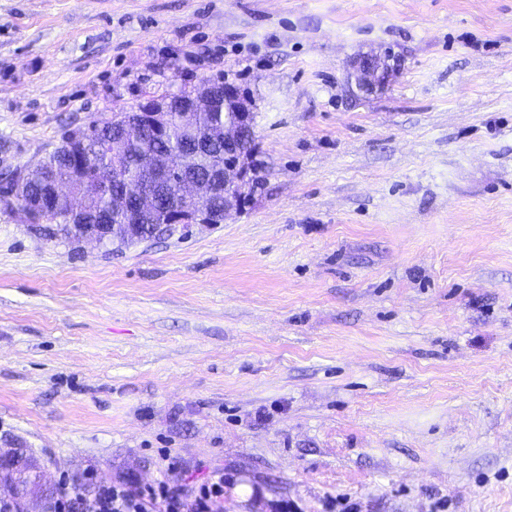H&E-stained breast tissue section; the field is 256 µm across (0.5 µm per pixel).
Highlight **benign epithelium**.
Segmentation results:
<instances>
[{
  "label": "benign epithelium",
  "instance_id": "benign-epithelium-1",
  "mask_svg": "<svg viewBox=\"0 0 512 512\" xmlns=\"http://www.w3.org/2000/svg\"><path fill=\"white\" fill-rule=\"evenodd\" d=\"M374 60L368 59L361 64L360 82L363 87H374L378 76ZM224 97L238 101L235 108V119L224 125V160L213 162L211 175L205 179L187 177L179 180L182 189V201L177 202L168 212V225L208 224L210 223L207 201L216 195L224 196V214L238 211L250 197V172L243 163L240 151L248 147V136L254 130V115L249 106L241 101L240 90L235 86L224 85ZM172 102L169 97L148 99L134 104L132 114L135 120L149 126L153 135L164 139L168 133V108ZM147 167L154 170L161 180L174 178L170 171V163L157 154L148 159ZM49 178L43 162L36 163L32 168L20 172L16 178L0 185V201L11 206L25 204L21 215L28 224H43L52 214V209L41 199L29 196L30 187L40 179ZM107 182L103 178L89 179L82 177L77 182L65 181L51 185V200L58 205L62 197L69 199L72 213L83 215V201L87 195L104 190ZM157 196L148 188L134 187L123 194L114 196L112 208L124 210L132 224H137L145 212L154 209ZM112 235V225L104 221L84 222L81 224V237L97 242L107 240ZM52 482L47 480L44 471L38 472L35 485L26 489L20 499V512H36V507L43 498Z\"/></svg>",
  "mask_w": 512,
  "mask_h": 512
}]
</instances>
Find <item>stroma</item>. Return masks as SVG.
Here are the masks:
<instances>
[{
	"label": "stroma",
	"mask_w": 512,
	"mask_h": 512,
	"mask_svg": "<svg viewBox=\"0 0 512 512\" xmlns=\"http://www.w3.org/2000/svg\"><path fill=\"white\" fill-rule=\"evenodd\" d=\"M205 77L263 176L224 223L0 204V450L220 470L216 512H512V0H0V175Z\"/></svg>",
	"instance_id": "obj_1"
}]
</instances>
